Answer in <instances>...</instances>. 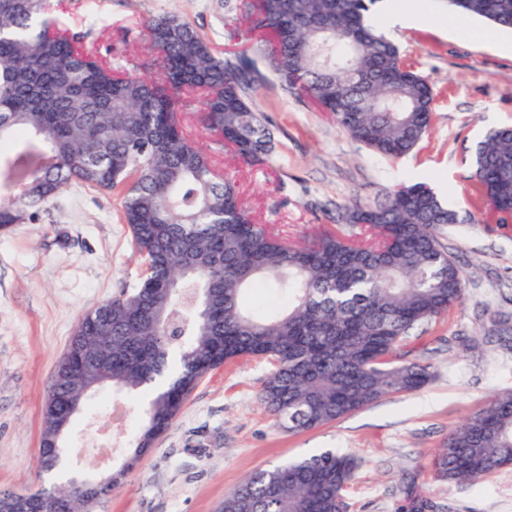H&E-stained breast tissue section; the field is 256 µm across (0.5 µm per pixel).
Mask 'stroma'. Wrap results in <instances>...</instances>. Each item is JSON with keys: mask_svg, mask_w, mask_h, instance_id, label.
<instances>
[{"mask_svg": "<svg viewBox=\"0 0 512 512\" xmlns=\"http://www.w3.org/2000/svg\"><path fill=\"white\" fill-rule=\"evenodd\" d=\"M59 24L93 27L87 46L115 47L114 65L132 68L148 44L144 19L174 12L224 59L246 49L227 24L235 0H66ZM430 20L392 31L406 64L434 87V121L410 154L382 159L352 139L332 114L284 94L255 61L254 99L274 136L267 164L242 166L218 155L257 218L288 240L332 225L336 208L382 201L387 191L424 182L462 223L442 227L439 242L467 274L461 303L419 327L406 359L430 364L421 390L392 394L335 423L300 434L279 428L260 401L271 366L260 358L224 364L191 392L171 427L95 512H216L241 480L325 449L353 454L347 512H399L413 499L434 512H512V465L480 484L447 483L433 458L451 432L490 396L512 392V224L484 223L471 178L470 149L489 129L512 126V53L496 48L511 31L482 19V39L448 30L447 0H429ZM117 194L67 188L39 220L0 234V493H29L39 473L43 408L55 367L79 318L137 283L140 264ZM121 425L102 410L77 416L64 458L70 476L119 466L142 410L122 397Z\"/></svg>", "mask_w": 512, "mask_h": 512, "instance_id": "obj_1", "label": "stroma"}]
</instances>
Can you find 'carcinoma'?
Here are the masks:
<instances>
[{
    "label": "carcinoma",
    "instance_id": "carcinoma-1",
    "mask_svg": "<svg viewBox=\"0 0 512 512\" xmlns=\"http://www.w3.org/2000/svg\"><path fill=\"white\" fill-rule=\"evenodd\" d=\"M378 0H239L249 51L285 92L317 102L357 142L390 159L429 132L435 93L371 23ZM448 9L512 28V0H448ZM151 56L118 69L60 26L46 0H0V233L39 219L71 185L120 190L121 218L141 258L138 284L83 314L57 364L43 411L40 471L69 403L96 388L149 400L112 487L155 447L195 386L227 362L272 365L260 401L303 433L431 379L402 360L411 332L459 304L465 277L437 231L458 212L433 189L400 186L375 205L336 207L334 224L291 243L260 224L236 178L217 176L183 125H200L243 165H263L273 135L250 93L251 59L233 64L178 15L141 22ZM484 220L512 222V128L491 129L471 152ZM272 282L288 309L252 315L247 290ZM512 464V393L493 396L438 450L442 481L478 484ZM353 456L325 450L247 475L217 512H345ZM70 512H92L72 484Z\"/></svg>",
    "mask_w": 512,
    "mask_h": 512
}]
</instances>
